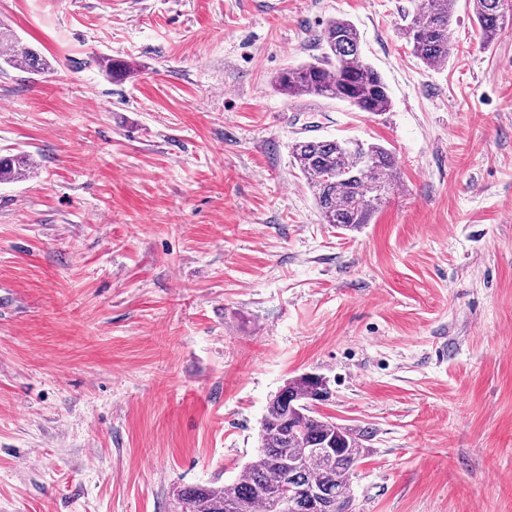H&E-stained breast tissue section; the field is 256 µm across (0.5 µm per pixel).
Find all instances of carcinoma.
<instances>
[{"label":"carcinoma","mask_w":512,"mask_h":512,"mask_svg":"<svg viewBox=\"0 0 512 512\" xmlns=\"http://www.w3.org/2000/svg\"><path fill=\"white\" fill-rule=\"evenodd\" d=\"M456 0H422L403 28L416 56L434 66L452 50L449 31ZM481 42L489 45L512 25V0H472ZM321 54L313 61L279 72L275 86L295 98L314 96L348 103L360 112H386L392 101L382 76L362 56L360 35L348 19L330 20L318 38ZM0 61L29 74L51 69L50 61L0 26ZM115 80L130 67L119 60L102 61ZM289 152L313 192L321 218L344 230H357L398 184L393 153L364 141L301 139ZM24 153L0 156V183L30 172ZM326 378L305 373L287 380L270 399L257 434L258 449L230 484L185 486L173 491L176 512H273L275 488L288 473L291 489L285 512H350L353 471L365 453L370 432L353 433L321 415L327 400Z\"/></svg>","instance_id":"cac0c4a2"}]
</instances>
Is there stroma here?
I'll list each match as a JSON object with an SVG mask.
<instances>
[{"label":"stroma","instance_id":"obj_1","mask_svg":"<svg viewBox=\"0 0 512 512\" xmlns=\"http://www.w3.org/2000/svg\"><path fill=\"white\" fill-rule=\"evenodd\" d=\"M0 0L52 72L0 69V512H171L232 482L269 399L315 372L372 437L355 512H512V30L457 0ZM334 18L390 111L282 95ZM112 58L133 74L110 80ZM390 149L369 224L323 223L300 138ZM456 0H423L418 12L403 28L416 56L434 66L448 59L452 50L449 31ZM32 163L25 152L0 156V183H10L30 172Z\"/></svg>","mask_w":512,"mask_h":512}]
</instances>
